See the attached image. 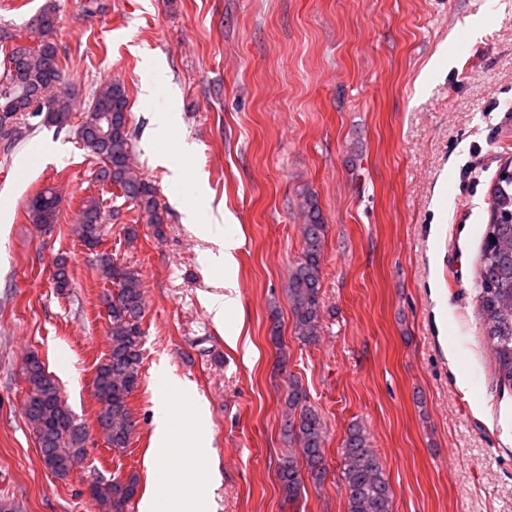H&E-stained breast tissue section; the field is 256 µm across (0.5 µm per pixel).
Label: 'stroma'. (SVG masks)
I'll list each match as a JSON object with an SVG mask.
<instances>
[{
    "label": "stroma",
    "mask_w": 512,
    "mask_h": 512,
    "mask_svg": "<svg viewBox=\"0 0 512 512\" xmlns=\"http://www.w3.org/2000/svg\"><path fill=\"white\" fill-rule=\"evenodd\" d=\"M102 2L87 17L81 0H57L53 38L79 104L106 80L125 84L131 163L158 191L164 235L103 193L74 131L40 125L19 145L0 188L11 199L0 208V503L95 512L84 488L96 473H136L139 494L151 492L154 411L183 407L155 375L164 363L196 386L210 436L207 448L175 449L168 465L204 459L212 512H347L340 448L357 423L383 462L392 512H512V389L493 375L475 289L490 192L512 158V0ZM147 81L159 85L150 100ZM171 107L176 124L152 141L154 114ZM186 142L194 152L175 182L151 157L179 158ZM49 144L58 158L32 157ZM48 186L63 204L43 231L27 202ZM305 191L327 224L313 344L294 336L285 293L304 244ZM89 195L109 215L103 251L142 281V378L126 453L92 434L60 479L23 414V363L38 354L73 415L94 426L109 285L75 233ZM194 196L231 215L240 241V310L221 324L207 310L220 291L203 262L211 244L182 221ZM61 258L71 282L62 293L52 284ZM290 375L325 420L327 476L286 504L276 469Z\"/></svg>",
    "instance_id": "35a3bbf8"
}]
</instances>
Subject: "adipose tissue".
<instances>
[{
    "mask_svg": "<svg viewBox=\"0 0 512 512\" xmlns=\"http://www.w3.org/2000/svg\"><path fill=\"white\" fill-rule=\"evenodd\" d=\"M185 215L192 231L210 239L215 245L214 250L206 254L205 262L209 269L220 272L223 292L210 297L208 309L216 322H223L239 307L237 284L228 274L235 263L239 241L235 233L221 224L217 217L200 221L197 205H189ZM158 373L165 377L172 391L186 399L187 407L178 417L164 407L158 408L155 413L148 466L154 471L160 490L143 497L140 512H211L208 499L199 490L197 471H177L167 466L173 449L205 443L197 411L199 396L196 387L171 376L166 367H159Z\"/></svg>",
    "mask_w": 512,
    "mask_h": 512,
    "instance_id": "ef3b65f1",
    "label": "adipose tissue"
}]
</instances>
